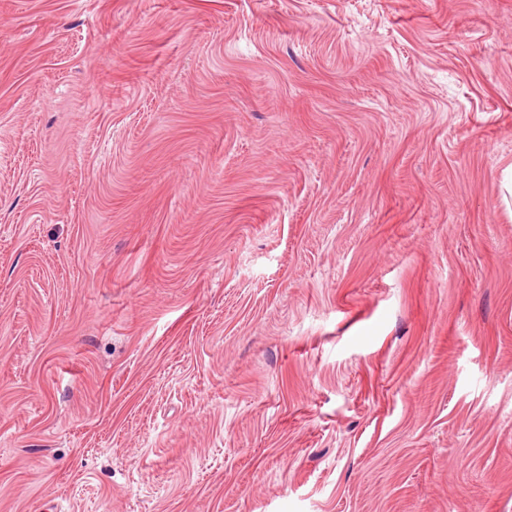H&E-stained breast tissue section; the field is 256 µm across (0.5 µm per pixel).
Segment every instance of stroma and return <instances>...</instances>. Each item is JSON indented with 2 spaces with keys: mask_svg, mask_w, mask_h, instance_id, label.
<instances>
[{
  "mask_svg": "<svg viewBox=\"0 0 512 512\" xmlns=\"http://www.w3.org/2000/svg\"><path fill=\"white\" fill-rule=\"evenodd\" d=\"M512 0H0V512H512Z\"/></svg>",
  "mask_w": 512,
  "mask_h": 512,
  "instance_id": "1",
  "label": "stroma"
}]
</instances>
